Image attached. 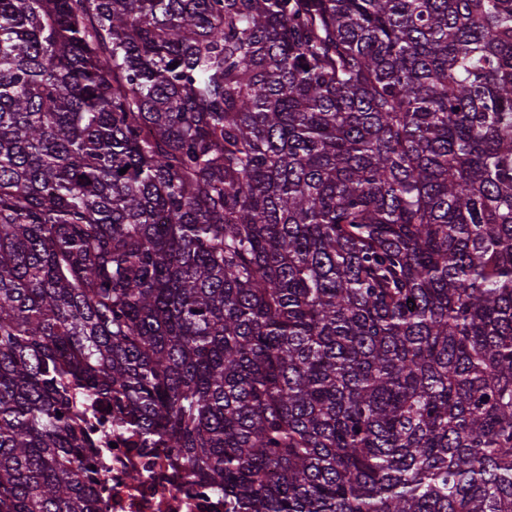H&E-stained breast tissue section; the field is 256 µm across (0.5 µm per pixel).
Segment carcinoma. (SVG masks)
<instances>
[{
	"label": "carcinoma",
	"instance_id": "1",
	"mask_svg": "<svg viewBox=\"0 0 512 512\" xmlns=\"http://www.w3.org/2000/svg\"><path fill=\"white\" fill-rule=\"evenodd\" d=\"M114 426L224 512H512V0H0V512Z\"/></svg>",
	"mask_w": 512,
	"mask_h": 512
}]
</instances>
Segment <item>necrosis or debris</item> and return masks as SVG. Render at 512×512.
<instances>
[{
    "label": "necrosis or debris",
    "mask_w": 512,
    "mask_h": 512,
    "mask_svg": "<svg viewBox=\"0 0 512 512\" xmlns=\"http://www.w3.org/2000/svg\"><path fill=\"white\" fill-rule=\"evenodd\" d=\"M112 440L96 458L102 512H224L221 496L180 476L177 451L166 442L139 448L128 431Z\"/></svg>",
    "instance_id": "4bbe7bcc"
}]
</instances>
